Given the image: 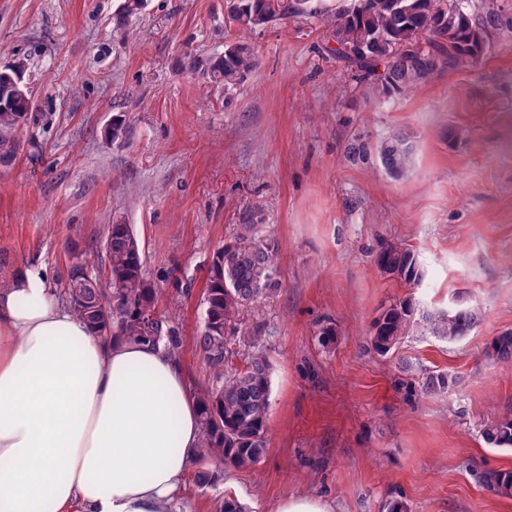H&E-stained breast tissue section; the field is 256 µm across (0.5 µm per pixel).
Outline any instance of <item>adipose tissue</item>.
Listing matches in <instances>:
<instances>
[{
  "label": "adipose tissue",
  "mask_w": 512,
  "mask_h": 512,
  "mask_svg": "<svg viewBox=\"0 0 512 512\" xmlns=\"http://www.w3.org/2000/svg\"><path fill=\"white\" fill-rule=\"evenodd\" d=\"M198 445L179 361L94 335L38 272L0 289V512H182Z\"/></svg>",
  "instance_id": "obj_1"
}]
</instances>
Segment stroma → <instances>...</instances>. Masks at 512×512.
<instances>
[{
	"label": "stroma",
	"mask_w": 512,
	"mask_h": 512,
	"mask_svg": "<svg viewBox=\"0 0 512 512\" xmlns=\"http://www.w3.org/2000/svg\"><path fill=\"white\" fill-rule=\"evenodd\" d=\"M123 4L0 0V65L26 58L34 101L0 158V259L58 290L108 225H132L158 308L186 338L180 363L194 392L210 379L192 338L213 252L251 212L276 239L280 294L239 326L233 359L261 337L268 450L252 470L217 466L209 487L186 480L190 512H216L228 495L273 512L298 493L334 512H382L392 492L410 512H512V499L475 478L512 470V450L479 436L512 411V361L484 355L512 330V32L475 65L379 105L326 53L318 22L253 34L259 64L228 94L181 66L223 53L233 35L224 0H148L126 29ZM119 113L122 131L107 134ZM395 130L415 149L402 178L346 159L353 136L374 143ZM382 239L414 251L421 281L379 270ZM398 299L421 315L475 307L482 320L450 343L416 329L382 357L371 326ZM322 323L336 329L325 347ZM435 371L457 384L421 394Z\"/></svg>",
	"instance_id": "1"
}]
</instances>
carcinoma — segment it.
I'll list each match as a JSON object with an SVG mask.
<instances>
[{"label":"carcinoma","mask_w":512,"mask_h":512,"mask_svg":"<svg viewBox=\"0 0 512 512\" xmlns=\"http://www.w3.org/2000/svg\"><path fill=\"white\" fill-rule=\"evenodd\" d=\"M318 19L333 46L327 48L347 71L350 80L377 102L405 96L442 70L457 71L477 63L490 49L493 38L512 31V15L501 0H343L328 9L315 0H226L224 27L235 32L224 43V54L208 64L190 56L183 65L199 70L238 89L257 68L258 55L247 36L274 22ZM26 63L15 59L0 67V143L18 130L33 112L31 93L20 94ZM376 156L388 176L399 179L411 168L414 145L395 132L376 144L358 136L346 149L350 161ZM254 224L224 241L212 255L202 300V325L193 337L195 349L210 369L212 383L195 393L200 406V442L193 463L198 487L216 478L212 462L251 470L267 452L270 410V364L261 350V337H252L256 351L240 367L232 366L231 335L238 326L279 292V248L269 235L254 233ZM105 251L107 287L92 275L98 253L90 249L75 255L65 275L67 301L74 314L99 335H112L135 343L161 346L180 358L184 336L175 322L158 309L159 289L143 269L139 239L129 224L107 227ZM375 262L387 274L405 282L421 276L409 247L380 240ZM481 321L475 309L437 311L417 321L410 300L384 308L372 323L370 343L384 356L395 352L409 331L423 325L432 336L456 341ZM492 361H512V331L487 344ZM456 378L429 374L420 392H444ZM485 444L512 449V414L486 422L480 429ZM477 481L498 496L512 497V470L489 469Z\"/></svg>","instance_id":"1"}]
</instances>
